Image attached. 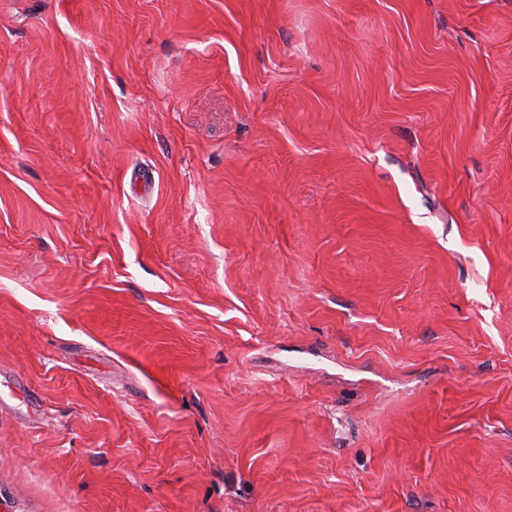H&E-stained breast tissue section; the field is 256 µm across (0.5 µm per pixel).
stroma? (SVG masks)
Returning <instances> with one entry per match:
<instances>
[{
  "mask_svg": "<svg viewBox=\"0 0 512 512\" xmlns=\"http://www.w3.org/2000/svg\"><path fill=\"white\" fill-rule=\"evenodd\" d=\"M0 512H512V0H0Z\"/></svg>",
  "mask_w": 512,
  "mask_h": 512,
  "instance_id": "stroma-1",
  "label": "stroma"
}]
</instances>
